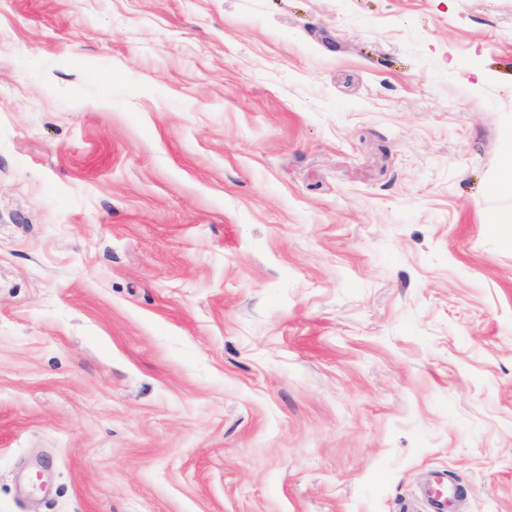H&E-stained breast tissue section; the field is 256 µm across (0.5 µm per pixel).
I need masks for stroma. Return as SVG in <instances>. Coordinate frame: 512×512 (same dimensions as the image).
<instances>
[{
	"label": "stroma",
	"mask_w": 512,
	"mask_h": 512,
	"mask_svg": "<svg viewBox=\"0 0 512 512\" xmlns=\"http://www.w3.org/2000/svg\"><path fill=\"white\" fill-rule=\"evenodd\" d=\"M512 0H0V512H512Z\"/></svg>",
	"instance_id": "1"
}]
</instances>
